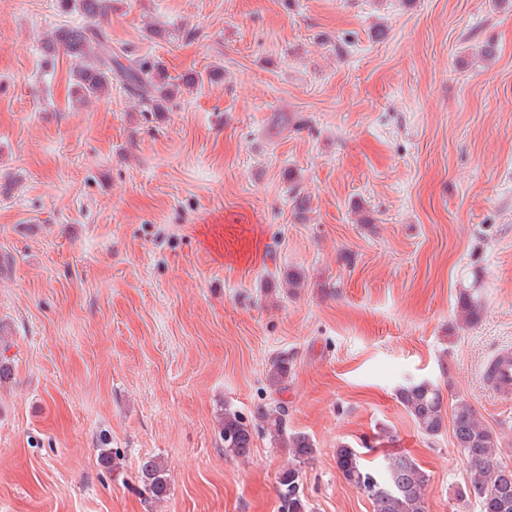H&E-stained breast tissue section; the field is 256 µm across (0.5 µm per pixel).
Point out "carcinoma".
Segmentation results:
<instances>
[{"instance_id": "carcinoma-1", "label": "carcinoma", "mask_w": 512, "mask_h": 512, "mask_svg": "<svg viewBox=\"0 0 512 512\" xmlns=\"http://www.w3.org/2000/svg\"><path fill=\"white\" fill-rule=\"evenodd\" d=\"M112 2L59 0L63 11L83 16L87 24L57 28L45 40L41 67L51 66L50 60L61 49L72 60L70 78L76 98L100 99L109 94L115 81L137 98L142 111H168V104L180 95V90L168 81L163 65L132 51L112 52V38L101 25L112 14ZM457 309L464 323H478L484 310L480 288L473 285L460 290ZM292 367L288 354L274 358L266 372L270 391L279 393L287 387ZM397 398L423 434L436 437L444 428L452 427L453 438L470 465L469 486L457 493L459 500L474 498L480 512H512V465L502 459L498 435L467 400L457 399L450 406L445 403L441 386L429 381L401 387ZM287 415V408L279 401L257 404L248 418L224 407L220 424L224 452L235 458L247 457L258 433L272 447L288 449L290 462L277 474L280 510L312 512V505L301 491V469L314 460L316 447L309 434L288 430ZM336 467L347 484L367 494L373 512H427L430 475L410 456L386 457L383 474L378 478L357 449L341 444L336 448ZM139 482L147 499L153 502H161L169 495L165 468L155 457L140 464Z\"/></svg>"}]
</instances>
